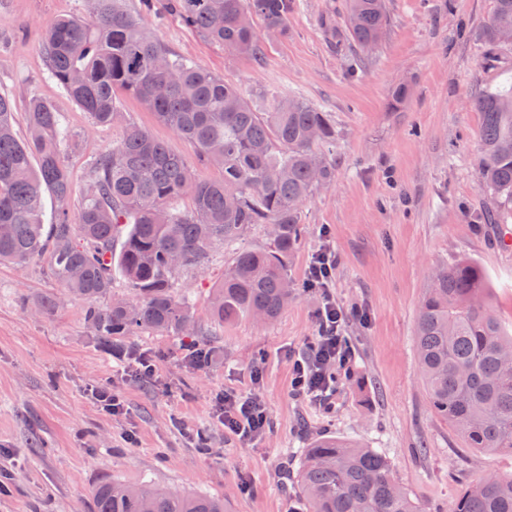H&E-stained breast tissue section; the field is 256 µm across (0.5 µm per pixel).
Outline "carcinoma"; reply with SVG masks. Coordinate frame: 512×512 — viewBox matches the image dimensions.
I'll return each mask as SVG.
<instances>
[{
	"instance_id": "cac0c4a2",
	"label": "carcinoma",
	"mask_w": 512,
	"mask_h": 512,
	"mask_svg": "<svg viewBox=\"0 0 512 512\" xmlns=\"http://www.w3.org/2000/svg\"><path fill=\"white\" fill-rule=\"evenodd\" d=\"M170 11L208 41L263 62L266 43L255 28L288 32L291 0H168ZM391 23L387 0H346L336 41L361 51L379 45ZM512 29V0H494L474 33L483 63L506 80L475 100L482 116L476 171L487 197V223L507 234L512 221V67L497 32ZM50 79L99 126L120 118L115 92L138 100L193 144L219 178L200 180L185 159L134 123L122 125L112 150L95 162L78 220L72 221L70 171L59 145L70 138L60 115L33 98L29 137L13 126L14 99L0 94V263L42 261L71 295L90 305L85 320L98 342L140 334L182 336L183 356L199 367L209 354L187 294L174 291L181 270L201 266L224 245L232 260L213 289L217 324L240 317L275 320L298 284L288 260L299 247L302 208L329 183L336 165L324 147L336 145L331 116L300 98L257 111L238 87L166 47L147 13L127 0H91L89 16L50 23L42 44ZM57 202L55 223L41 222L43 192ZM189 194L192 208L173 212L170 200ZM119 270L133 299L112 294V249L119 228ZM255 224L271 229L269 245L235 248ZM415 351L428 406L477 451L512 454V333L489 304L483 268L460 258L428 273L417 314ZM299 492L308 512H422L399 488L386 455L333 434L300 449ZM93 512H224L218 495L166 491L149 483L104 479L93 490ZM449 512H512V474L486 475L452 501Z\"/></svg>"
}]
</instances>
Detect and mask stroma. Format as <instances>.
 <instances>
[{"instance_id":"stroma-1","label":"stroma","mask_w":512,"mask_h":512,"mask_svg":"<svg viewBox=\"0 0 512 512\" xmlns=\"http://www.w3.org/2000/svg\"><path fill=\"white\" fill-rule=\"evenodd\" d=\"M345 3L294 0L287 35L261 65L183 26L164 0H154L149 18L172 51L240 88L257 110L297 96L336 124V177L304 205L306 232L288 263L289 276L303 283L318 250L336 252L329 292L346 313L352 355L336 368L329 396L313 401L291 386L290 357L315 342L324 293L302 287L266 325H215L209 296L229 264L223 245L178 275L179 289L195 300L210 363H185L175 337H132L155 365L150 380L136 377L126 354L99 344L84 319L86 301L69 296L41 263L0 264V512H90L92 491L106 477L220 495L227 512H306L298 450L327 433L382 450L424 512H447L482 476L512 473V456L467 448L430 411L415 357L431 267L460 258L480 264L491 306L512 324V246H500L479 221L486 196L475 169L481 116L472 100L499 78L483 67L472 35L493 0H388V34L361 58L337 50L330 36ZM88 12L87 0H0V93L15 101L21 137L30 99L60 112L73 133L61 152L77 200L120 130L94 126L49 79L41 44L51 21ZM401 82L409 93L393 100ZM116 106L198 177H218L139 101L120 92ZM46 298L54 307L36 310ZM97 388L118 393L123 413L102 411L91 396ZM224 392L264 403L269 426L260 439L241 440L219 423L215 398Z\"/></svg>"}]
</instances>
